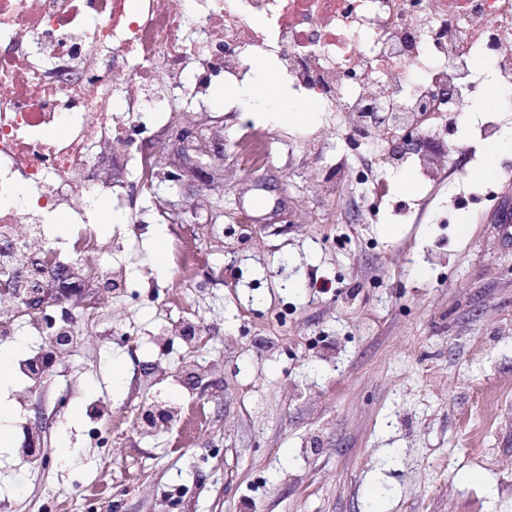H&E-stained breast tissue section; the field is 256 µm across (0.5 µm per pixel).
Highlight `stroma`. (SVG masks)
Returning a JSON list of instances; mask_svg holds the SVG:
<instances>
[{
  "label": "stroma",
  "instance_id": "obj_1",
  "mask_svg": "<svg viewBox=\"0 0 512 512\" xmlns=\"http://www.w3.org/2000/svg\"><path fill=\"white\" fill-rule=\"evenodd\" d=\"M275 69L254 62L207 119L174 103L181 124L218 133L201 162L223 155L221 180L169 188L163 153L155 191L129 192L113 223L98 215L109 200L93 203L104 239L130 242L77 268L123 266L126 286L51 288L75 317L94 302L97 321L43 384L0 385V512H512V148L407 188L402 169L370 172L389 144L352 142L341 113L282 120L302 99ZM248 132L270 149L258 168ZM187 224L210 258L191 288L167 251ZM189 314L193 353L171 330ZM98 400L118 430L150 405L201 407L206 424L97 444ZM31 435L37 473L18 453Z\"/></svg>",
  "mask_w": 512,
  "mask_h": 512
}]
</instances>
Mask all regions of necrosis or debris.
<instances>
[{
  "instance_id": "necrosis-or-debris-1",
  "label": "necrosis or debris",
  "mask_w": 512,
  "mask_h": 512,
  "mask_svg": "<svg viewBox=\"0 0 512 512\" xmlns=\"http://www.w3.org/2000/svg\"><path fill=\"white\" fill-rule=\"evenodd\" d=\"M499 29L484 32L486 20ZM494 62L512 89V0H0V277L22 304L47 288L99 238L86 210L128 169L114 130L160 112L147 83L156 61L170 87L210 97L203 71L243 80L256 58L274 59L291 90L323 112H342L356 139L390 134L421 112L458 125ZM447 88V99L436 97ZM27 201H13L16 185ZM79 225L68 252L46 241L47 215Z\"/></svg>"
}]
</instances>
